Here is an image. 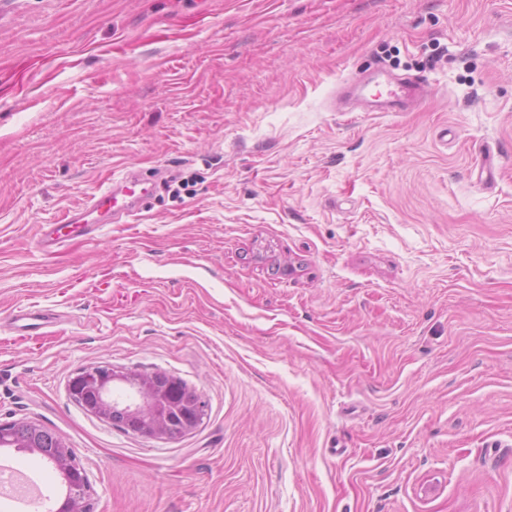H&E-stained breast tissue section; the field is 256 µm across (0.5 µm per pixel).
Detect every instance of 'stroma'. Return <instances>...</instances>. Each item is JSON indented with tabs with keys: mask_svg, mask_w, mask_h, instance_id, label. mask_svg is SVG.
Here are the masks:
<instances>
[{
	"mask_svg": "<svg viewBox=\"0 0 512 512\" xmlns=\"http://www.w3.org/2000/svg\"><path fill=\"white\" fill-rule=\"evenodd\" d=\"M380 67L433 95L337 111ZM128 170L186 186L38 246ZM94 365L206 414L124 432L68 395ZM19 419L74 448L92 512H512V0H0Z\"/></svg>",
	"mask_w": 512,
	"mask_h": 512,
	"instance_id": "1",
	"label": "stroma"
}]
</instances>
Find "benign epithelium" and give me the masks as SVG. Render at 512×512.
<instances>
[{"label": "benign epithelium", "mask_w": 512, "mask_h": 512, "mask_svg": "<svg viewBox=\"0 0 512 512\" xmlns=\"http://www.w3.org/2000/svg\"><path fill=\"white\" fill-rule=\"evenodd\" d=\"M68 392L87 412L150 439H176L192 432L207 407L199 392L171 374L124 373L110 366L76 371ZM0 447L21 448L53 463L67 488L54 512H90L87 472L59 434L33 421L0 422Z\"/></svg>", "instance_id": "1"}]
</instances>
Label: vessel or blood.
Here are the masks:
<instances>
[{
    "label": "vessel or blood",
    "mask_w": 512,
    "mask_h": 512,
    "mask_svg": "<svg viewBox=\"0 0 512 512\" xmlns=\"http://www.w3.org/2000/svg\"><path fill=\"white\" fill-rule=\"evenodd\" d=\"M431 93L432 88L426 81L410 79L391 89L388 98L377 104L376 109L405 112ZM156 187L154 179L123 174L93 194L83 206L67 210L58 222L41 225L39 241L49 246L65 242L70 235L90 236L114 218L137 211L155 193Z\"/></svg>",
    "instance_id": "obj_1"
}]
</instances>
